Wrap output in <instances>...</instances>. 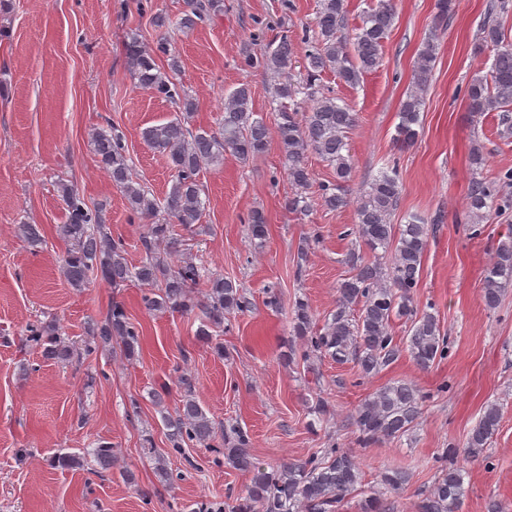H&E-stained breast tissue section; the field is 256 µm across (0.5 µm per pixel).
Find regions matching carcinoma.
I'll use <instances>...</instances> for the list:
<instances>
[{
  "label": "carcinoma",
  "mask_w": 512,
  "mask_h": 512,
  "mask_svg": "<svg viewBox=\"0 0 512 512\" xmlns=\"http://www.w3.org/2000/svg\"><path fill=\"white\" fill-rule=\"evenodd\" d=\"M224 11L223 0H186V9L176 22L183 30L195 28ZM345 0H319L314 19L316 29L311 49L304 56L303 76L294 78L292 39L282 34L276 46L268 47L257 65L277 78L273 85L276 103V135L288 180L297 192L288 198V209L306 214L311 201L303 194L310 182L305 163L306 153L315 152L334 169L336 181L321 185L319 200L328 210L348 207L345 183L350 181L353 162L349 154L347 133L357 122V113L349 105L320 85L322 74L330 72L339 82L349 86L359 83L363 74L374 71L382 63V48L395 21L392 0H378L362 18L354 37L344 35ZM474 51L489 52L493 60L488 72L476 75L466 86L468 112L481 115L499 111L504 132L512 133V37L500 23L483 22ZM137 84L174 104L179 115L160 125L144 129V142L165 154L174 173V181L165 198L160 200L131 176L130 157L124 136L115 128L92 133L94 153L99 166L124 193L130 209L147 221L141 236L145 258L137 266L126 262L121 244L107 231L103 205L91 202L73 186L60 184L66 222L62 235L70 242L62 274L74 288L81 289L98 277L117 286L134 279L147 287L142 296L144 308L150 312L177 310L200 321L199 335H209V328L224 324V316L244 312L251 302L238 285L222 275L209 277V288L199 296L193 285L201 278L200 270L188 263L175 269L167 257L179 252L181 240L174 237V225L200 223L204 202L199 175L207 166L224 160L229 152L246 161L263 153L268 144V128L263 116L253 111L252 91L247 84L224 98V118L214 130L188 126L195 109L194 99L159 70L156 59L169 61L173 72L180 69V59L170 41L161 37L145 45L135 32L125 44ZM436 60V45L424 43L415 61L412 85L400 103L396 143L412 146L418 139L420 112L424 93ZM309 101L307 111H298V100ZM401 186L397 175L382 172L373 178L356 200V237L345 253L344 262L351 275L336 286V312L323 331L313 330V314L309 305L295 303L293 335L302 339L300 349H290L285 360L307 359L309 353L320 352L338 363L356 364L364 377L374 375L408 354L422 370L429 369L448 354V341L442 334L436 316L421 310L414 298L423 259L434 226L443 223L438 213L430 218L414 216L405 224L391 223ZM469 212L481 219L498 207L495 185L474 179L468 193ZM165 217L158 218L159 212ZM249 235L264 241L266 219L259 210L248 218ZM393 250L389 265L381 262L379 251ZM512 285V236L501 241L485 270L481 296L489 310L498 308L506 286ZM409 324L408 341L395 339L394 320ZM93 342L83 349L68 345L60 338L53 323L30 326L26 341L41 349L46 359L68 363L81 354L92 356L101 346L122 343L124 354L131 359L140 346V330L130 322L120 306L113 307L103 320L93 324ZM425 395L410 382H395L382 387L361 402L352 421L366 442L381 438L400 440L421 415ZM163 422L168 447L178 455L185 449L204 444L217 454L216 461L226 460L233 468L252 474L247 497L236 505H218L204 512H332L362 485V471L357 457L343 448H320L309 457L283 460L266 468L256 461L246 434L236 432L231 441L224 425L209 418L187 391ZM501 423V407L489 403L476 424L468 432L464 453L469 458L484 457ZM93 456L102 469L112 467V444L101 442ZM409 475L402 470L386 471L380 476L382 490L364 500L361 512H391L387 493L399 489ZM465 494L463 471L446 463L433 488L421 493L420 512H457Z\"/></svg>",
  "instance_id": "cac0c4a2"
}]
</instances>
